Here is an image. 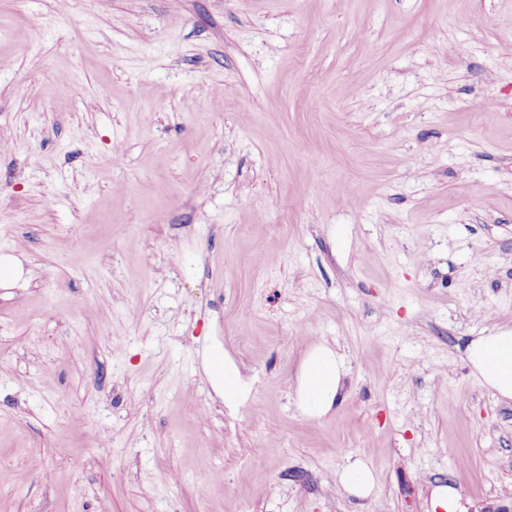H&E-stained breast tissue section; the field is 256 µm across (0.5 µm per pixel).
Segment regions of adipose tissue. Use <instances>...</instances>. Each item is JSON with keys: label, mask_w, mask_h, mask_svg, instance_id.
Segmentation results:
<instances>
[{"label": "adipose tissue", "mask_w": 512, "mask_h": 512, "mask_svg": "<svg viewBox=\"0 0 512 512\" xmlns=\"http://www.w3.org/2000/svg\"><path fill=\"white\" fill-rule=\"evenodd\" d=\"M466 357L472 373L494 390L501 400L512 401V327L496 328L471 341ZM206 371L225 402L242 397L239 368L212 348L205 357ZM346 376L341 356L326 344L314 345L305 354L297 379V393L302 412L311 417L328 413L339 399Z\"/></svg>", "instance_id": "ef3b65f1"}]
</instances>
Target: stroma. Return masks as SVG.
<instances>
[{"instance_id": "stroma-1", "label": "stroma", "mask_w": 512, "mask_h": 512, "mask_svg": "<svg viewBox=\"0 0 512 512\" xmlns=\"http://www.w3.org/2000/svg\"><path fill=\"white\" fill-rule=\"evenodd\" d=\"M0 255V512L510 507L512 0H0ZM472 373L503 401H512V327L479 336L467 347ZM346 369L337 351L324 343L314 345L303 357L297 379L302 412L310 417L328 413L339 399ZM220 362V366H217ZM206 371L213 386L224 398V402L234 403L242 398L241 374L219 347H213L205 357ZM339 482L349 495L365 499L373 495L375 474L365 460L357 458L342 471ZM432 506L434 509L440 508L445 512H457L458 508V491L448 486H437L432 490Z\"/></svg>"}]
</instances>
